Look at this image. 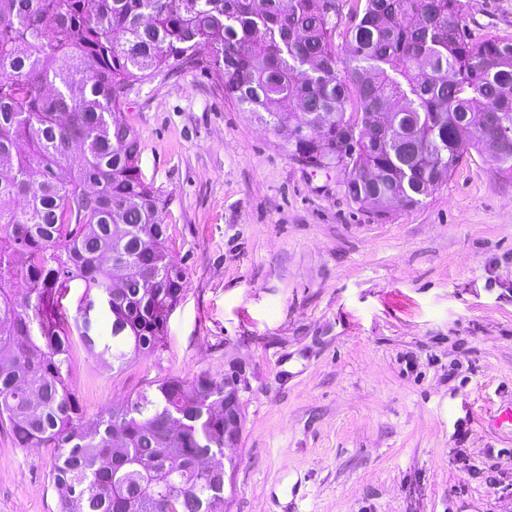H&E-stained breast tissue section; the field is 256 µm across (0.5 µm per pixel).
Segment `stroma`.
<instances>
[{
    "label": "stroma",
    "mask_w": 512,
    "mask_h": 512,
    "mask_svg": "<svg viewBox=\"0 0 512 512\" xmlns=\"http://www.w3.org/2000/svg\"><path fill=\"white\" fill-rule=\"evenodd\" d=\"M464 3L474 38L512 37V0ZM122 111L186 289L123 370L74 342L84 414L235 360L228 512H512V432L489 424L512 406V179L477 158L380 218L205 72L136 84ZM54 462L0 428V512H57Z\"/></svg>",
    "instance_id": "35a3bbf8"
}]
</instances>
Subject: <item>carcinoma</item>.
<instances>
[{
  "label": "carcinoma",
  "mask_w": 512,
  "mask_h": 512,
  "mask_svg": "<svg viewBox=\"0 0 512 512\" xmlns=\"http://www.w3.org/2000/svg\"><path fill=\"white\" fill-rule=\"evenodd\" d=\"M331 2L0 0V425L55 450L58 512H224V466H199L224 455V378L158 380L93 430L71 378L73 334L121 370L158 349L186 286L121 112L135 84L208 72L319 168L366 155L380 176L345 190L382 213L475 154L512 179V38L472 40L462 0H356L340 55ZM378 114L384 136L366 125Z\"/></svg>",
  "instance_id": "carcinoma-1"
}]
</instances>
